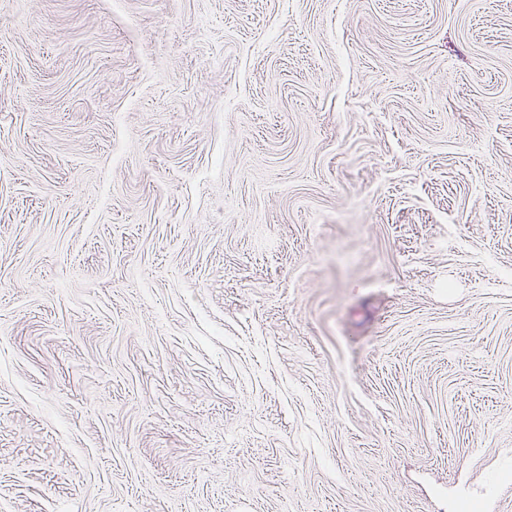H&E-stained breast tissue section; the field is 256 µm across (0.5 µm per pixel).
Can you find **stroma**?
<instances>
[{
	"label": "stroma",
	"mask_w": 512,
	"mask_h": 512,
	"mask_svg": "<svg viewBox=\"0 0 512 512\" xmlns=\"http://www.w3.org/2000/svg\"><path fill=\"white\" fill-rule=\"evenodd\" d=\"M0 512H512V0H0Z\"/></svg>",
	"instance_id": "35a3bbf8"
}]
</instances>
